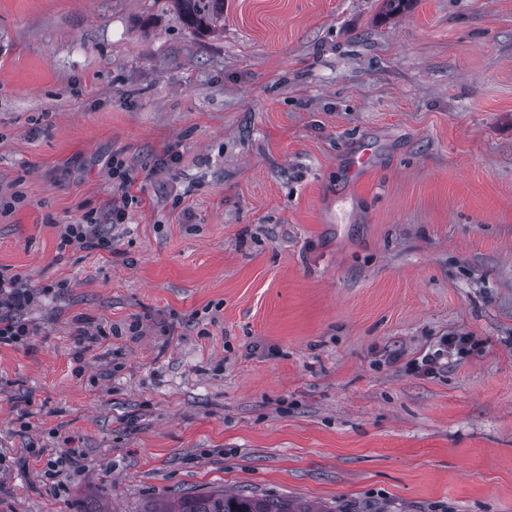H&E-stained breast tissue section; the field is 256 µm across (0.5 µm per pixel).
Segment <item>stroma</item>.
Here are the masks:
<instances>
[{"label":"stroma","mask_w":512,"mask_h":512,"mask_svg":"<svg viewBox=\"0 0 512 512\" xmlns=\"http://www.w3.org/2000/svg\"><path fill=\"white\" fill-rule=\"evenodd\" d=\"M16 192L0 266L40 332L0 344V512H512V0H224L214 33L172 0H0ZM121 200L111 254L60 247ZM449 334L475 345L415 369ZM131 171V168L123 159L112 156L108 164V174L112 180L113 187H117V189L123 192L127 191L133 182ZM144 512H310L295 510L288 502L259 499L246 494H227L222 491L178 497L161 508Z\"/></svg>","instance_id":"35a3bbf8"}]
</instances>
